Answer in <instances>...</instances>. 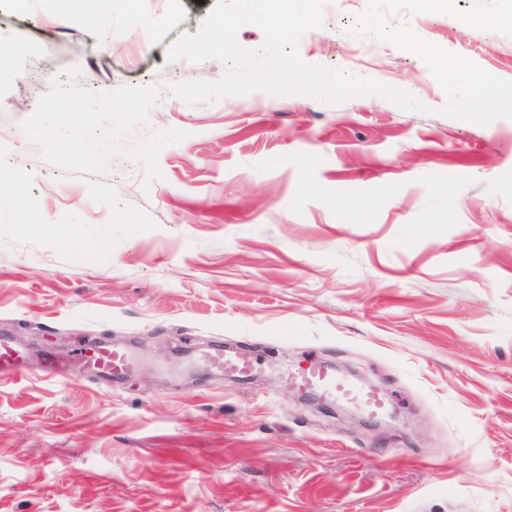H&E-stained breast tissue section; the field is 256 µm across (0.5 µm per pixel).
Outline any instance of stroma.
Masks as SVG:
<instances>
[{
  "instance_id": "1",
  "label": "stroma",
  "mask_w": 512,
  "mask_h": 512,
  "mask_svg": "<svg viewBox=\"0 0 512 512\" xmlns=\"http://www.w3.org/2000/svg\"><path fill=\"white\" fill-rule=\"evenodd\" d=\"M218 0H90L91 18L0 0V337L28 368L0 380V512H512V119L438 115L414 54L347 35L368 0H329L299 45L311 64L409 91L330 107L256 91L163 95L160 179L116 156L65 174L21 129L64 70L94 91L218 80L167 64ZM512 81V39L445 14L389 15ZM450 197L438 194L439 188ZM130 375H44L91 341ZM248 353L249 378L213 370ZM381 384L394 421L296 373Z\"/></svg>"
}]
</instances>
